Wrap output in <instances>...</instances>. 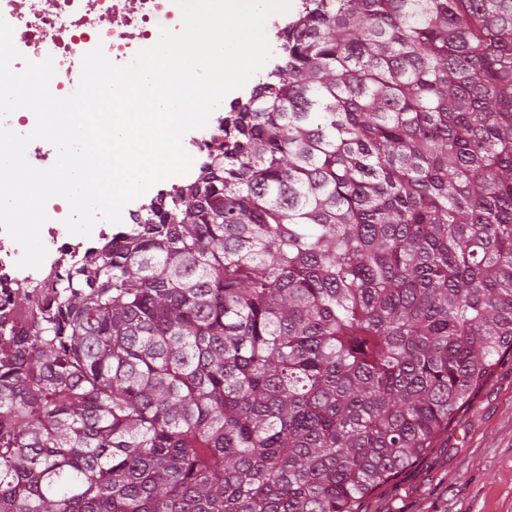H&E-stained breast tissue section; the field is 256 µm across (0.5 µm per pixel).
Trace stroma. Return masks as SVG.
Returning a JSON list of instances; mask_svg holds the SVG:
<instances>
[{"label": "stroma", "instance_id": "1", "mask_svg": "<svg viewBox=\"0 0 512 512\" xmlns=\"http://www.w3.org/2000/svg\"><path fill=\"white\" fill-rule=\"evenodd\" d=\"M359 512H512V358L497 362L432 448Z\"/></svg>", "mask_w": 512, "mask_h": 512}]
</instances>
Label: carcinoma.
<instances>
[{"mask_svg": "<svg viewBox=\"0 0 512 512\" xmlns=\"http://www.w3.org/2000/svg\"><path fill=\"white\" fill-rule=\"evenodd\" d=\"M281 49L0 319V512H355L512 357V0H303ZM251 89L249 91L245 88L236 89L227 93L222 100L224 106L211 113L205 127L189 131L184 135L182 145L193 158V163L189 172L184 174L181 186L193 184L199 178L202 166L209 161L210 154H215L218 140L224 138V110L226 108L232 110L234 106L243 103L251 95ZM202 159L203 161L198 164Z\"/></svg>", "mask_w": 512, "mask_h": 512, "instance_id": "obj_1", "label": "carcinoma"}]
</instances>
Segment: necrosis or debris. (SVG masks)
<instances>
[{
	"mask_svg": "<svg viewBox=\"0 0 512 512\" xmlns=\"http://www.w3.org/2000/svg\"><path fill=\"white\" fill-rule=\"evenodd\" d=\"M118 0H0V17L13 28L12 41L21 52L14 61L15 70H22L25 61L40 62L53 58L55 74L49 82L53 95L64 97L79 85L83 56L102 47L113 64H129L139 50L153 46L159 28L177 32L182 28V15L174 0H129L126 9H118ZM95 5L107 23L100 28L89 27L85 21L88 5ZM248 90L229 92L223 106L214 110L205 127L187 132L182 145L193 164L183 178L193 184L202 173L201 163L215 153L224 135V111L244 102ZM48 221L41 236L48 254L40 268L21 269L16 265L20 247L0 231V315L16 321L27 319V309L17 307L18 286H26L31 302L41 301L49 286L72 265L82 262L89 254L112 243L110 223H98L90 236L70 234L64 221L69 205L48 202Z\"/></svg>",
	"mask_w": 512,
	"mask_h": 512,
	"instance_id": "obj_1",
	"label": "necrosis or debris"
}]
</instances>
